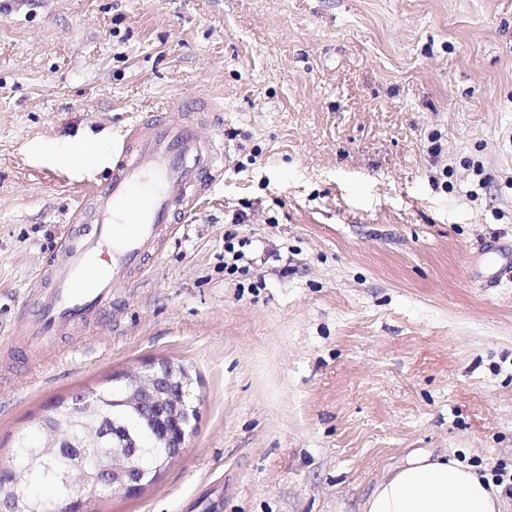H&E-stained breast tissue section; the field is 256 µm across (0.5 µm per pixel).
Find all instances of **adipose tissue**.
Returning <instances> with one entry per match:
<instances>
[{
	"label": "adipose tissue",
	"mask_w": 512,
	"mask_h": 512,
	"mask_svg": "<svg viewBox=\"0 0 512 512\" xmlns=\"http://www.w3.org/2000/svg\"><path fill=\"white\" fill-rule=\"evenodd\" d=\"M111 142V132L104 131L62 144H42L37 151L53 164L82 174L109 163ZM503 507L500 494L471 467L415 452L377 483L364 512H503Z\"/></svg>",
	"instance_id": "obj_1"
}]
</instances>
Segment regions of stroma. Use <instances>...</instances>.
Listing matches in <instances>:
<instances>
[{"mask_svg":"<svg viewBox=\"0 0 512 512\" xmlns=\"http://www.w3.org/2000/svg\"><path fill=\"white\" fill-rule=\"evenodd\" d=\"M216 109L223 169L186 227L39 364L33 280L109 170L28 145ZM243 223H236V216ZM246 271L224 270V238ZM512 0H0V470L53 403L159 359L196 432L86 512H362L425 451L512 473ZM491 254V260L496 271L494 277L500 280L507 275L509 278L512 274V244L501 243L487 249L484 255Z\"/></svg>","mask_w":512,"mask_h":512,"instance_id":"stroma-1","label":"stroma"}]
</instances>
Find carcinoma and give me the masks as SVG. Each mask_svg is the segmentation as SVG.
Segmentation results:
<instances>
[{
    "instance_id": "cac0c4a2",
    "label": "carcinoma",
    "mask_w": 512,
    "mask_h": 512,
    "mask_svg": "<svg viewBox=\"0 0 512 512\" xmlns=\"http://www.w3.org/2000/svg\"><path fill=\"white\" fill-rule=\"evenodd\" d=\"M114 380L118 381L116 386L92 393L80 404L72 400L53 405L51 412L19 439L9 470L0 475V500L13 496L10 481L16 479L24 495L14 504L15 512H53L56 501L70 489V485L62 481L63 472L72 470V481L79 483L91 482L97 475L101 463L98 448L82 449L83 460L78 467L73 466L67 453L71 443L92 430L104 442L121 427L128 426L144 440H150L152 423L122 404L140 379L126 371ZM163 454L161 448L144 450L141 465L145 470V483L150 484L157 478V462Z\"/></svg>"
}]
</instances>
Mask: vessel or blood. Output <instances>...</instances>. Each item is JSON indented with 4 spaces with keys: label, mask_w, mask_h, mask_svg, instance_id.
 Here are the masks:
<instances>
[{
    "label": "vessel or blood",
    "mask_w": 512,
    "mask_h": 512,
    "mask_svg": "<svg viewBox=\"0 0 512 512\" xmlns=\"http://www.w3.org/2000/svg\"><path fill=\"white\" fill-rule=\"evenodd\" d=\"M209 102L173 101L159 119L137 125L102 188L81 211L88 232L50 261L36 312L21 331L26 343L48 351L71 327L88 328L115 289L139 273L154 245L171 235L222 165L218 140L203 141ZM133 231H125V224ZM495 278L512 274V244L490 249Z\"/></svg>",
    "instance_id": "vessel-or-blood-1"
}]
</instances>
